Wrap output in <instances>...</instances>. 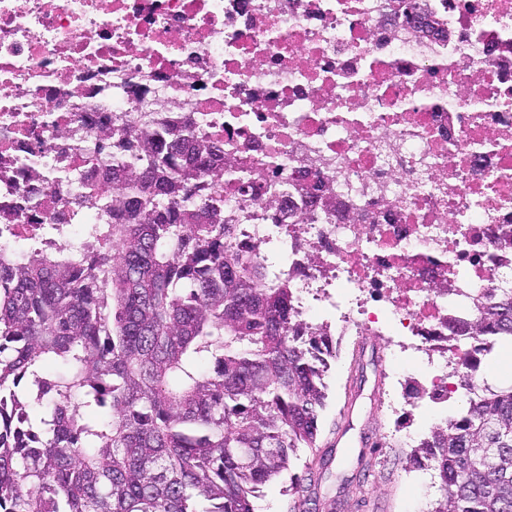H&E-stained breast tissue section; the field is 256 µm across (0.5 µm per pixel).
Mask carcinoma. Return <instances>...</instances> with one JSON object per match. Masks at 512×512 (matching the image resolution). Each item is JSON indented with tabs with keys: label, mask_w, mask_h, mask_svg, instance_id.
<instances>
[{
	"label": "carcinoma",
	"mask_w": 512,
	"mask_h": 512,
	"mask_svg": "<svg viewBox=\"0 0 512 512\" xmlns=\"http://www.w3.org/2000/svg\"><path fill=\"white\" fill-rule=\"evenodd\" d=\"M96 136L104 186L45 225L93 208L81 251L0 254V512H255L260 486L316 447L327 327L224 223L206 190L209 167L232 163L222 144L190 121ZM39 193L16 205L33 224ZM473 308L490 357L512 342V288ZM464 390L418 445L438 478L429 512H512V384Z\"/></svg>",
	"instance_id": "cac0c4a2"
}]
</instances>
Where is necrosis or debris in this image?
Returning <instances> with one entry per match:
<instances>
[{
	"label": "necrosis or debris",
	"instance_id": "obj_1",
	"mask_svg": "<svg viewBox=\"0 0 512 512\" xmlns=\"http://www.w3.org/2000/svg\"><path fill=\"white\" fill-rule=\"evenodd\" d=\"M189 116L301 316L425 355L417 399L448 402L471 363L450 329L512 284V0H421L412 24L399 0H0V252L36 238L14 205L42 175L76 195L99 168L98 121Z\"/></svg>",
	"mask_w": 512,
	"mask_h": 512
}]
</instances>
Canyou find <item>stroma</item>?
<instances>
[{
  "label": "stroma",
  "instance_id": "stroma-1",
  "mask_svg": "<svg viewBox=\"0 0 512 512\" xmlns=\"http://www.w3.org/2000/svg\"><path fill=\"white\" fill-rule=\"evenodd\" d=\"M392 362L371 340L347 339L326 374V406L315 449H303L289 472L260 489L257 512H417L416 466L397 431L429 429L444 412L423 415L409 404L393 419L382 415L389 391L385 371ZM301 479L305 491L293 497L289 487ZM364 495H357L356 487Z\"/></svg>",
  "mask_w": 512,
  "mask_h": 512
}]
</instances>
